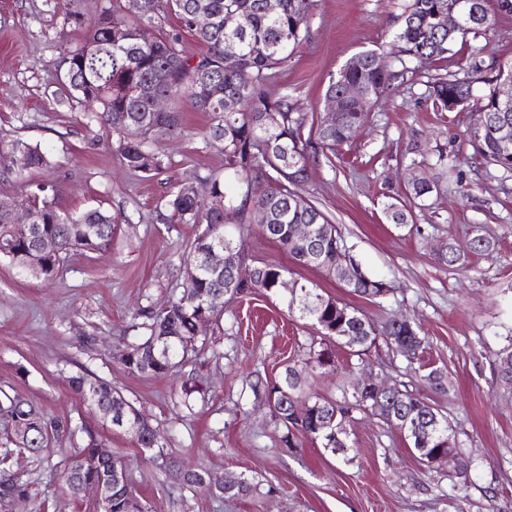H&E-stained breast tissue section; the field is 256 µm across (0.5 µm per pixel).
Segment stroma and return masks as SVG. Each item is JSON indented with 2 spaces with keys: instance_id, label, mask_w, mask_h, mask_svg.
Instances as JSON below:
<instances>
[{
  "instance_id": "stroma-1",
  "label": "stroma",
  "mask_w": 512,
  "mask_h": 512,
  "mask_svg": "<svg viewBox=\"0 0 512 512\" xmlns=\"http://www.w3.org/2000/svg\"><path fill=\"white\" fill-rule=\"evenodd\" d=\"M406 0H316L308 36L275 79L270 97L289 94L300 111L324 116L325 90L353 55L375 51L393 70L391 45ZM492 40L467 35L447 59L405 73L373 103L366 125L335 152L310 154L309 178L298 192L336 225L369 276L387 282L386 297L363 299L321 272L295 267V280L355 307L374 325L405 316L423 347L409 356L384 339L369 349L334 347V364L310 384L321 396L370 376L417 396L448 422L459 458L424 464L403 433L369 411L344 424L345 451L298 436L281 444L285 427L258 381L274 382L287 365L305 359L316 327L289 312L286 291L252 290L224 304L168 376L130 372L118 351L139 342L143 313L181 295L184 261L196 228L162 224L174 187L224 170V153L205 137L208 117L186 109L182 135L162 143L165 168L147 178L129 171L115 134L90 123L83 106L59 105L54 91L60 50L80 30L65 21L64 0H0V168L10 144H39L52 161L37 181L53 186L62 208L96 206L117 230L109 247L71 254L53 280L17 274L0 259V402L20 396L48 416L69 420L72 437L55 438L40 455L14 451L0 420V455L29 485L26 498L0 512H96L93 492L73 494L64 474L91 427L127 463L129 482L146 512H512V385L500 381L499 353L512 346V174L474 163L468 144L470 110L437 111L427 86L462 74L474 48L512 58V14L495 13ZM448 156V180L425 205L409 206L408 224H392L388 197H403L412 172L430 173ZM481 227L496 246L464 267H446L435 252L444 243L466 245ZM244 269L290 264L289 255L258 225L234 232ZM439 369L444 386L427 375ZM86 372L116 386L156 428L165 458L143 454L132 435L112 428L68 385ZM195 385L183 397L182 383ZM248 478L246 496L224 500L182 487L177 467Z\"/></svg>"
}]
</instances>
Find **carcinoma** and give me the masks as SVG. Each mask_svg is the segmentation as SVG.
<instances>
[{
  "label": "carcinoma",
  "mask_w": 512,
  "mask_h": 512,
  "mask_svg": "<svg viewBox=\"0 0 512 512\" xmlns=\"http://www.w3.org/2000/svg\"><path fill=\"white\" fill-rule=\"evenodd\" d=\"M460 1L465 5L459 29L448 32V4ZM112 5L87 18L79 11L68 19L84 29L82 39L62 51L57 75L62 88V100L77 99L90 110L97 124L112 129L118 135L116 150L126 167L145 176L164 169L159 146L169 137L185 131L183 108L186 105L209 116L208 135L224 151V175L210 174L204 181L213 195L224 200V207L213 209L175 187L168 201V214L162 220L170 224H193L198 228L186 264L199 268V278L193 284L192 297L180 296L169 301L158 313L148 316V336L119 352L129 371L150 376H164L195 350L197 323L202 316L212 318L220 312L212 309L209 297H224L226 285L232 280L228 269L211 270L205 257L217 243L237 246L228 227L253 223L254 213L263 214V234L302 267L336 274V252L345 248L341 234L332 228L330 236H322L311 247L292 236L294 224H329L331 219L309 199L297 192L307 180L308 148L330 150L352 138L369 118L370 108L345 96L344 86L356 83L375 100L394 85L398 77L409 71L407 63H423L443 59L458 35H485L492 28L491 10L512 13V0H409L401 15V24L394 33L399 44L401 72L381 69L365 51L351 57L336 75L330 77L325 96L338 100L336 125L317 126L309 122V113L298 111L284 94L276 99L266 95L264 87L305 39L307 23L314 0H281L280 10L270 14L266 0H110ZM202 12L210 18L207 28L199 29L194 20ZM238 18L234 29L224 27V16ZM176 18L178 28L159 32L146 44L140 39L141 29L166 15ZM195 36L202 46L196 55L181 48L182 33ZM484 50L471 54L463 76L438 77L429 85L433 105L444 111L474 108L490 116V122L479 129L468 130L472 158L504 173H512V152L505 154L500 146V125L512 124V101L503 102L499 88L512 84V60L502 62L496 57L486 61ZM149 85L154 92L169 101L166 112L153 109L149 98L137 90ZM11 166L7 179L13 184L10 205L0 206V258H6L24 274L26 266L36 261L41 278L51 280L64 259L74 252H94L110 244L114 233L112 215L99 208L78 211L65 210L58 204L57 194L49 186L32 180L33 172L51 166L39 145L15 140L10 145ZM238 184L234 196L225 193L226 179ZM263 181L267 193L261 198L249 197L248 184ZM440 177L423 176L421 182L409 187L415 199L425 200L439 191ZM392 223H408V215L398 199L385 204ZM50 239L55 249L41 256L36 254L38 243ZM492 241L479 231L472 232L467 248H456L439 258L448 266L463 267L466 254L491 250ZM315 253L317 259L310 258ZM292 270L283 265L263 263L256 267L255 278L249 284L233 289L240 295L253 289L277 291V282ZM389 286L358 271L356 282L348 292L359 298L383 297ZM288 309L321 327L323 339L347 347H369L380 336L399 349L420 339L413 325L392 320L376 328L357 309L324 297L317 289L302 284L297 293L288 296ZM328 349L309 348L302 365L289 366L279 382L264 386L268 402L284 424L287 433L280 442L288 448L297 447L296 433L323 441V448L333 452L346 448L344 442L332 436L325 424L329 417H343L353 410H373L375 398L367 392L354 391L352 400L337 402L304 392L307 374L316 368L331 365ZM73 391L82 396L96 412L125 414L126 419H140V412L127 402L107 381L88 373L69 377ZM307 406V414L294 416L297 403ZM394 427L404 433L419 458L426 464L442 454L455 451L448 445V425L429 403L408 393L392 390ZM0 416L10 425L16 448L32 455L40 453L53 435L72 434L71 422L48 419L34 405L19 398H7L0 405ZM423 419L430 431H415V420ZM136 445L144 451L162 455V444L156 430L143 421V430ZM126 471L123 458L114 456L69 470L66 481L74 490L84 483L102 481L114 470ZM181 485L190 489L203 488L221 498H239L251 485L241 479L227 484L209 472L178 471ZM28 484L10 473L7 458L0 459V501L24 497ZM97 512H145L144 506L128 480L112 485L108 502L97 505Z\"/></svg>",
  "instance_id": "1"
}]
</instances>
